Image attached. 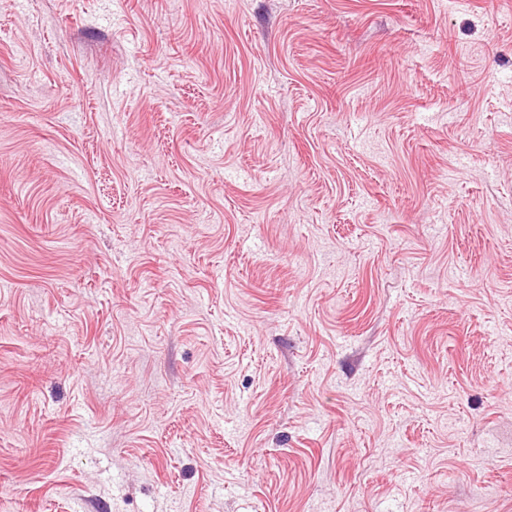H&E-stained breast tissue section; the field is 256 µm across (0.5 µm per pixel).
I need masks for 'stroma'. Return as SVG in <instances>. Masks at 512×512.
Wrapping results in <instances>:
<instances>
[{
    "instance_id": "stroma-1",
    "label": "stroma",
    "mask_w": 512,
    "mask_h": 512,
    "mask_svg": "<svg viewBox=\"0 0 512 512\" xmlns=\"http://www.w3.org/2000/svg\"><path fill=\"white\" fill-rule=\"evenodd\" d=\"M0 512H512V0H0Z\"/></svg>"
}]
</instances>
